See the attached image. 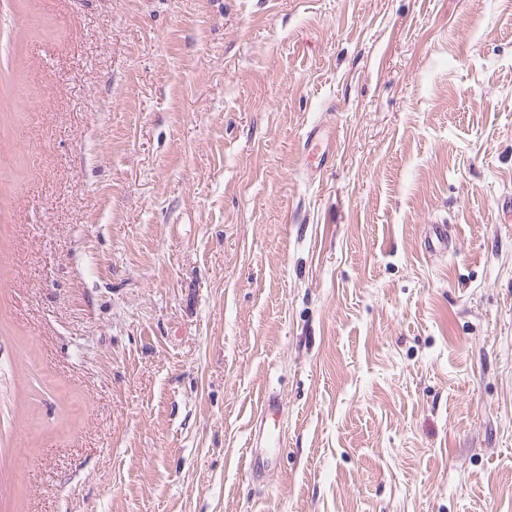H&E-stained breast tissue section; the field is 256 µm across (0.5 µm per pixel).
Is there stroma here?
<instances>
[{"mask_svg":"<svg viewBox=\"0 0 512 512\" xmlns=\"http://www.w3.org/2000/svg\"><path fill=\"white\" fill-rule=\"evenodd\" d=\"M510 196L512 0H0V512H512ZM258 413L255 416L254 425L251 430L253 431V441L249 451L250 461L249 466L252 472H257L260 469V455L257 448H261L263 444L272 448L280 449L281 435L274 433L273 429L276 428L277 419L283 412V402L281 397L274 393L268 392L263 396L260 403ZM273 424V427H271Z\"/></svg>","mask_w":512,"mask_h":512,"instance_id":"1","label":"stroma"}]
</instances>
